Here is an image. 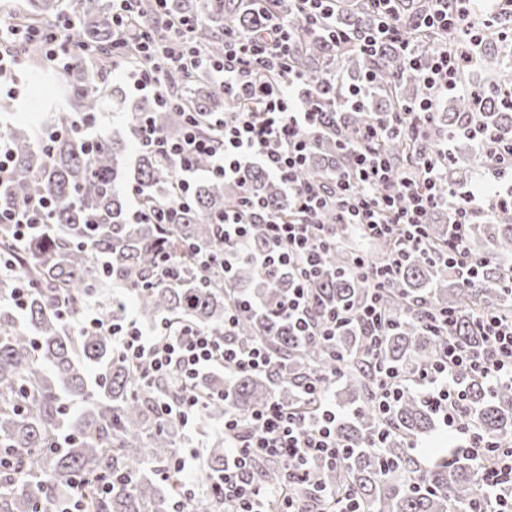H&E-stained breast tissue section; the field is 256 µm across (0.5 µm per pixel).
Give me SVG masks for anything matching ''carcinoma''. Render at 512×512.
<instances>
[{
  "label": "carcinoma",
  "mask_w": 512,
  "mask_h": 512,
  "mask_svg": "<svg viewBox=\"0 0 512 512\" xmlns=\"http://www.w3.org/2000/svg\"><path fill=\"white\" fill-rule=\"evenodd\" d=\"M169 7L175 14L202 16L193 32L195 43L214 50L228 27L258 31L269 13L296 19L289 0H173ZM66 9L76 21L77 38L98 46V73L112 70V0H28L24 23L43 25ZM369 23L358 0L336 12V27L352 37ZM300 33L291 66L303 76V101L317 103L321 120L310 134L311 159L298 179L303 184L331 185L348 164L341 143L349 133L375 119H392V114L422 98L425 90L402 54L389 44L367 57L352 40L338 44L317 28H302ZM448 53L475 58L490 83L449 100L446 111L436 113L422 137L383 141L380 149L398 172L414 169L411 156L428 154L444 140L448 154L467 158L484 170L492 162L480 141L512 151V105L502 102L500 94L512 88V65L485 40L471 41L463 35L448 38ZM67 76L79 111L92 112L102 99L123 95L119 86L88 79L82 56L74 58ZM191 83L200 87L186 98L185 107L198 112L232 110L222 87L205 86L196 75ZM152 118L168 135L180 134L179 113L155 109ZM72 121V114L56 112L37 132L8 122L0 126V137L13 148L14 168L12 181L0 186V211L20 209L33 198L55 204L50 224L26 243L14 238L12 225L0 223V254L22 263L35 283L24 313L0 305V455L8 451L13 459V476L0 482V512H56L85 481L107 483V491L93 499L88 512H171L182 486L174 473L156 478V466L173 457L180 431L176 423L159 417L156 404L162 398H177L172 391L176 380L140 385L113 348L112 336L98 330L78 333L69 318L79 315L98 289L127 286L142 323L180 321L222 334L229 300L240 295L253 301V308L240 313L226 333L237 342L266 345L273 358L271 368L260 374L198 380L205 394H229L240 412L272 398L301 406V381L329 374V344L295 334L280 314L290 284L286 269L266 271L240 262L234 288L224 284L219 265L204 271L185 261L174 280L160 281L156 275L159 254L182 243L224 255L214 217L237 207L243 191L275 208L285 207L271 177L254 167L244 189L222 179L198 183L190 206L170 211L163 233L158 224L132 223L125 199L132 189L146 206L166 199L176 178L174 166L141 154L132 171L126 142L102 134L89 141L75 131ZM471 174L469 169L448 167L438 191L464 186ZM452 219V212L443 208L429 212L433 240H448ZM466 233L468 244L484 240L490 245L483 254L471 253L481 261L476 287L468 288L453 274L410 254L397 280L381 293L392 327L378 351H372L358 327L339 330L336 352L343 356V394L357 408L353 416L336 422V437L352 450L337 469L308 465V485L339 490L351 484L367 512H464L468 507L479 478L476 460L459 454L449 462L423 467L409 453L410 443L436 428V413L425 396L407 389L387 415L375 405V363L410 374L443 351V337L424 328L421 312L453 313L452 335L475 353L486 347L474 330L475 312L490 307L503 317L512 316L503 270L512 257V208L497 205L487 216H474ZM356 256L338 247L311 279L316 314L356 310L369 301L370 285L352 272ZM102 317L121 321L123 300L112 298L102 304ZM457 378L468 419L486 438L504 448L511 445L512 387L491 388L481 376L465 370L457 372ZM381 432L386 433L383 447H368ZM209 454L214 476L224 469V440L213 441ZM253 473L259 482L278 488L281 471L276 462L259 458Z\"/></svg>",
  "instance_id": "cac0c4a2"
}]
</instances>
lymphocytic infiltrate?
<instances>
[{
	"instance_id": "lymphocytic-infiltrate-1",
	"label": "lymphocytic infiltrate",
	"mask_w": 512,
	"mask_h": 512,
	"mask_svg": "<svg viewBox=\"0 0 512 512\" xmlns=\"http://www.w3.org/2000/svg\"><path fill=\"white\" fill-rule=\"evenodd\" d=\"M135 2L112 0V46L121 49L127 42H135L137 61L130 63L122 57L118 64L128 67L137 90L150 96L155 107L176 108L182 99L170 90L172 73L203 70L239 104L235 112L187 113L183 133L177 138L157 129L147 113H139L134 132L138 151L170 162L177 169L172 202L180 208L191 202L198 171L195 161L200 157L208 160V177L243 182L248 168L257 166L276 180L284 193L285 210H274L246 192L239 206L218 220L217 230L224 237L225 280H232L234 265L241 259L267 270L287 268L291 282L280 312L299 335L329 341L340 326L354 319L368 336L380 339L389 319L376 298L357 316L342 311L319 322L313 319L309 282L338 245L335 235L317 221L319 213L331 206L341 223L355 226L365 237H394L397 249L385 264L377 265L364 257L355 261L356 275L369 282L374 291H382L397 278L407 253L456 268L463 284L475 283L479 263L468 253L462 228L491 203H512V185H494L489 193L472 189L460 194L452 190L442 197L435 188L448 171L445 153L422 158L419 166L423 178L416 182L395 173L371 144L383 137L422 135L433 123L437 105L447 99L449 92L461 88L459 59L444 48L421 58L407 37L408 30L445 31L461 26L470 38H478L477 28L469 26L467 19L478 10L481 0H432L428 12L405 20L398 15L400 0H366L371 23L356 38L359 50L373 56L384 43H393L405 54L428 93L391 121L358 130L360 147L350 150L349 168L337 177L332 193L297 179L310 151L306 133L318 126L320 114L313 105L303 102L299 76L286 70L288 51L297 37L287 20L271 18L258 33L225 30L224 54L215 58L194 45L193 19L169 18L165 29L158 30L141 21ZM72 29L68 18L40 31L25 30L13 21L0 19V81L15 77L23 63L17 47L34 38L40 39L47 59L62 70L69 67L73 55L94 56L97 46L74 39ZM438 207L454 213V232L444 246L431 242L425 220L426 214ZM255 224L266 229L267 244L261 249L251 246L250 229ZM421 320L428 329L444 336L445 348L433 363L409 376L379 368L378 408L389 413L405 387L422 389L446 426L467 437V452L487 462L480 474L482 492L466 512H512V446L500 448L466 421L455 378L458 370L468 369L492 387L512 383V319L489 310L478 311L475 325L487 341L478 353L450 337L448 313L426 311ZM72 325L78 331L106 329L114 348L142 384L172 375L187 384L213 369L251 373L271 366V354L264 344L233 343L213 332L190 327H147L133 317L118 324L106 322L92 301ZM302 390L315 403L313 413L307 416L275 399L245 413L225 406L224 471L212 485L224 502V512H267L269 493L251 471V463L259 455L276 459L283 467L277 512H362L352 489L340 497L318 492L310 502L294 492L307 481V472L299 468V461L319 459L336 467L345 458L336 440L339 413L325 394V383L309 378L303 381Z\"/></svg>"
}]
</instances>
